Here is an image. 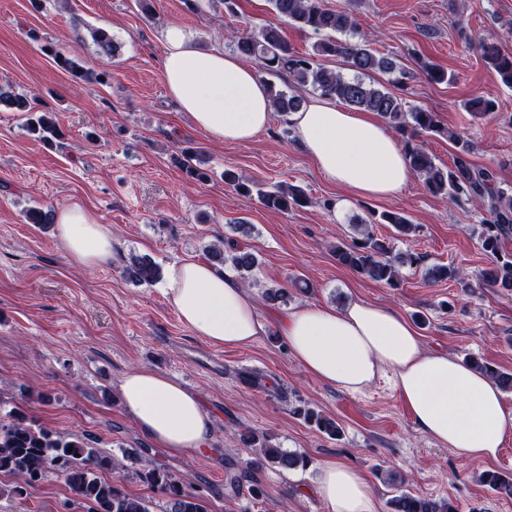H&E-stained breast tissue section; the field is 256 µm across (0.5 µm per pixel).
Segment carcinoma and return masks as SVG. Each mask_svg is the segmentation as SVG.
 <instances>
[{"mask_svg":"<svg viewBox=\"0 0 512 512\" xmlns=\"http://www.w3.org/2000/svg\"><path fill=\"white\" fill-rule=\"evenodd\" d=\"M270 2L277 17L300 30L320 36L312 51L299 53L292 50L282 35L281 27L269 24L251 32L232 35L236 52L256 60L268 73H288L296 82L311 86L325 98L380 115L390 127L406 134L404 147L410 168L432 195L457 203H487L491 220L480 225L478 240L482 250L492 257V262L482 273L478 287L511 291L512 253L505 251L503 244L512 235V196L505 195L502 189H495L494 175L489 169L471 162L472 145L455 131H448V140L456 149L453 164L447 167L437 165L418 143V137L426 133L443 131L437 114L423 108L408 110L403 98L387 87L380 88L362 80V76L368 73L388 75L397 72L404 80L414 78L415 73L404 69L395 59L377 53L363 35L355 41L336 38L338 33L353 34L357 31L355 0H348V4L339 9L327 7L324 0ZM92 38L100 54L109 56L114 53L115 47L107 31L96 29ZM477 47L482 59L500 81L512 87V52L504 50L497 42L482 38L478 40ZM52 55L58 67L76 78L90 81L101 77L99 73L84 70L70 54L54 51ZM331 57L345 59L358 77L348 79L325 67L322 59ZM417 65L418 74L428 81L436 84L450 81L447 71L430 61L420 60ZM269 92L272 106L280 113L294 112L301 106V100L296 97L272 88ZM0 104L17 112L30 113L29 131L38 134L39 139L49 141L59 136L56 124L46 115H33L34 106L28 96L0 88ZM466 107L477 116H486L494 111L495 102L475 96L466 102ZM224 182L244 195L256 194L267 209L284 212L309 205L306 193L298 186L277 185L269 190L257 189L230 168L224 170ZM378 223L392 225L400 236H407L414 230L409 219L398 212L381 213ZM335 256L340 265L392 287L400 281L402 267L418 261L410 254L396 253L388 239L374 235L367 228L361 230L359 237L352 239L351 243L336 247ZM206 257L214 264L230 266L243 276L251 274L258 266L256 256L234 240L206 249ZM124 273L137 284L151 285L161 279L162 268L149 256L133 255L125 265ZM427 277L434 282L448 280L464 288L471 287L460 270L451 264L433 266ZM470 363L498 382L502 390L512 391V373L475 358ZM295 414L330 437L340 433L335 420L313 408H298ZM239 440L243 446L255 448L263 463L285 470L303 469L309 464V459L301 453L288 451L276 443L257 442L256 435L250 431L240 433ZM94 443L91 437H72L45 426L37 427L24 415L9 411L7 418H0V473L14 477L7 493L24 501L28 498L29 488L48 474L56 473L64 478L84 512H151L146 498L125 491L121 472L126 470V465L100 451ZM133 460L139 464L135 470L137 478L148 487L166 494L167 512H206L201 497L187 491L182 478L154 464L143 454H134ZM108 473L112 477H106ZM480 481L492 491L512 497L511 472L486 470L480 474ZM389 508L390 512H457L449 498L436 500L407 492L393 496Z\"/></svg>","mask_w":512,"mask_h":512,"instance_id":"1","label":"carcinoma"}]
</instances>
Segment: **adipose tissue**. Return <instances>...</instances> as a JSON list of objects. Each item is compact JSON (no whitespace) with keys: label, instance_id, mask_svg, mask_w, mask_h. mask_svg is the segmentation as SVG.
<instances>
[{"label":"adipose tissue","instance_id":"1","mask_svg":"<svg viewBox=\"0 0 512 512\" xmlns=\"http://www.w3.org/2000/svg\"><path fill=\"white\" fill-rule=\"evenodd\" d=\"M162 39L167 91L211 140L243 144L269 126L271 100L252 66L221 48L202 50L195 34L178 23L169 24ZM288 122L315 167L351 196L391 198L411 177L403 145L374 113L313 98L289 113ZM54 224L72 265L118 264L121 245L111 228L80 203L59 205ZM163 291L184 325L209 345L246 347L275 329L306 373L347 392L391 372L417 428L461 461L496 459L512 434V411L499 385L456 357L425 350L396 308L356 299L340 308L310 302L266 316L232 274L197 255L168 267ZM117 390L154 447L201 453L213 442L215 424L201 398L176 379L136 368ZM314 492L330 512H376L367 476L334 459L318 463Z\"/></svg>","mask_w":512,"mask_h":512}]
</instances>
